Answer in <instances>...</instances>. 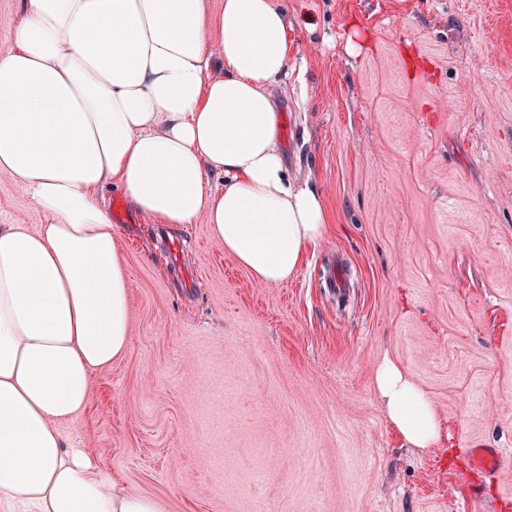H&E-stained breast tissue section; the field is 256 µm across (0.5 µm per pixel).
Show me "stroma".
<instances>
[{
	"label": "stroma",
	"instance_id": "1",
	"mask_svg": "<svg viewBox=\"0 0 512 512\" xmlns=\"http://www.w3.org/2000/svg\"><path fill=\"white\" fill-rule=\"evenodd\" d=\"M288 174L331 218L288 282H257L207 224L105 193L129 269L130 344L64 426L165 512H512V0H278ZM0 176V225L45 223ZM344 267L348 289L322 286ZM391 360L438 440L390 422ZM376 383L388 417L405 440L428 448L439 437L441 419L425 392L390 361L377 369ZM469 465L472 469L484 472H496L505 457H511V448L501 451L499 448H470L467 450Z\"/></svg>",
	"mask_w": 512,
	"mask_h": 512
}]
</instances>
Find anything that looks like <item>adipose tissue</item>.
<instances>
[{
  "label": "adipose tissue",
  "mask_w": 512,
  "mask_h": 512,
  "mask_svg": "<svg viewBox=\"0 0 512 512\" xmlns=\"http://www.w3.org/2000/svg\"><path fill=\"white\" fill-rule=\"evenodd\" d=\"M290 30L275 0H25L0 47V175L47 221L0 225V512H163L62 431L129 344L104 193L157 224L205 222L257 282H287L329 228L281 149ZM376 383L408 443L436 442L419 386L388 361Z\"/></svg>",
  "instance_id": "obj_1"
}]
</instances>
